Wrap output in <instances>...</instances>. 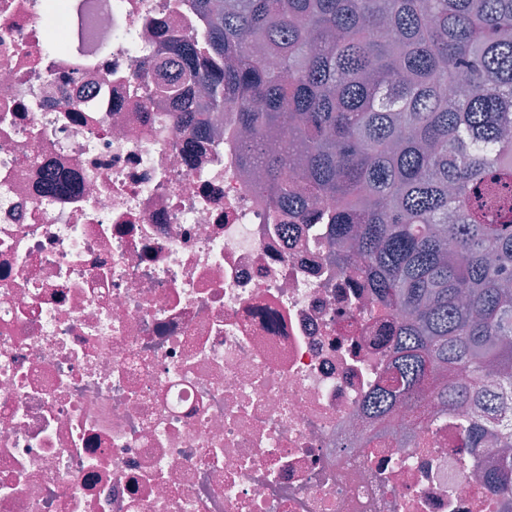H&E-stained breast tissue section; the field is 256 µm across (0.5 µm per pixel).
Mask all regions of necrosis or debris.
Wrapping results in <instances>:
<instances>
[{
    "mask_svg": "<svg viewBox=\"0 0 512 512\" xmlns=\"http://www.w3.org/2000/svg\"><path fill=\"white\" fill-rule=\"evenodd\" d=\"M206 25L0 0V512H504L454 426L363 413L396 317L325 226L275 218L231 116L153 97Z\"/></svg>",
    "mask_w": 512,
    "mask_h": 512,
    "instance_id": "obj_1",
    "label": "necrosis or debris"
}]
</instances>
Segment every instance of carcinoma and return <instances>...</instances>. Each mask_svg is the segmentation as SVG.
<instances>
[{"instance_id": "carcinoma-1", "label": "carcinoma", "mask_w": 512, "mask_h": 512, "mask_svg": "<svg viewBox=\"0 0 512 512\" xmlns=\"http://www.w3.org/2000/svg\"><path fill=\"white\" fill-rule=\"evenodd\" d=\"M196 2L208 28L154 62L155 93L205 86L176 116L192 138L234 113L278 215L336 197L319 220L337 260L405 316L365 412L420 413L446 367L470 380L434 387L443 414L475 410L454 421L464 447L512 448V0ZM482 487L512 502V454Z\"/></svg>"}]
</instances>
